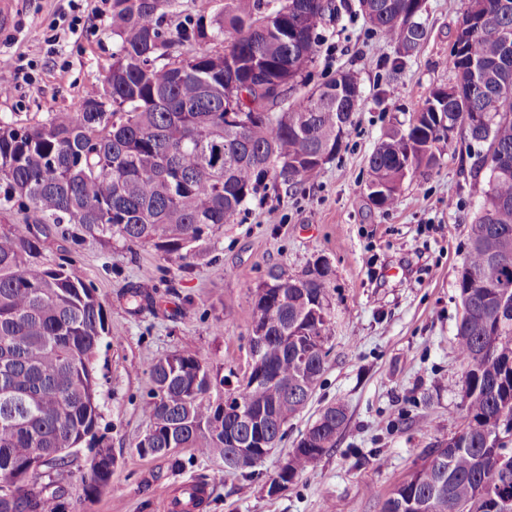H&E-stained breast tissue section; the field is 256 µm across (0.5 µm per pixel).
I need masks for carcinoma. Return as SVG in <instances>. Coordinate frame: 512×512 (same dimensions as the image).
<instances>
[{"label":"carcinoma","instance_id":"obj_1","mask_svg":"<svg viewBox=\"0 0 512 512\" xmlns=\"http://www.w3.org/2000/svg\"><path fill=\"white\" fill-rule=\"evenodd\" d=\"M174 0H112L119 49L101 84L77 108L33 125L0 118V211L22 218L0 228V512H65L66 487L52 474L95 437L102 403L93 358L105 333L95 289L74 269L38 264L42 239L78 224L107 242L150 244L190 265L216 230L231 224L266 180L306 182L339 149L362 105L357 77L339 71L291 98L315 62L318 30L335 0H224L175 31L162 18ZM371 29L407 56L425 38L419 0H359ZM465 51L448 66L408 127L395 126L368 160L367 186L392 207L405 177L437 163L456 130L490 147L483 203L470 225L458 278L456 355L464 368L465 432L436 445L386 496L382 512H512V0H469L457 28ZM477 63V70L471 63ZM105 99L110 111L92 112ZM507 155L511 162L500 164ZM328 267L288 278L286 302H254L252 324L269 336L262 368L279 382L249 377L224 393V378L192 355L172 353L150 367L144 403L151 455L170 470L171 448L226 457L224 401L283 425L312 398L331 334ZM343 406H328L288 453L278 473L289 484L336 443ZM87 476L92 499L112 480L109 448ZM203 486L173 498L197 512Z\"/></svg>","mask_w":512,"mask_h":512}]
</instances>
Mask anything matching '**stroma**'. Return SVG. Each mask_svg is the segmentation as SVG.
Masks as SVG:
<instances>
[{"mask_svg":"<svg viewBox=\"0 0 512 512\" xmlns=\"http://www.w3.org/2000/svg\"><path fill=\"white\" fill-rule=\"evenodd\" d=\"M345 2L321 29L305 82L313 87L351 70L363 103L339 151L305 185L260 191L189 268L152 246L116 237L106 243L74 224L44 240L40 265H73L95 288L108 329L95 356L104 402L95 445L111 448L116 466L109 488L85 499L81 477L95 445L77 448L63 477L69 512H164L160 484L196 481L206 484L201 512H382L388 492L459 430L458 272L482 201L485 177L474 165L487 146L453 137L439 165L409 174L387 210L369 201L366 182L368 158L384 133L408 123L434 88L452 82L447 60L467 0H426L428 37L396 72L394 48L369 28L358 0ZM80 10L83 22L71 31L64 22L71 0H15L12 25L0 29V69L18 77L0 97V117L45 122L70 112L103 79L116 49L112 0H81ZM35 28L43 39L31 38ZM411 254L424 257L416 272L379 286L380 267ZM320 260L329 268L333 322L325 370L308 407L254 475L189 448L180 451L184 466L175 473L167 460L138 454L149 427L141 406L152 363L190 353L219 372L225 390L235 389L248 371L256 287L271 269L298 276ZM133 285L154 294V305L137 308L126 293ZM334 403L347 414L335 447L312 472L268 493L289 450Z\"/></svg>","mask_w":512,"mask_h":512,"instance_id":"1","label":"stroma"}]
</instances>
